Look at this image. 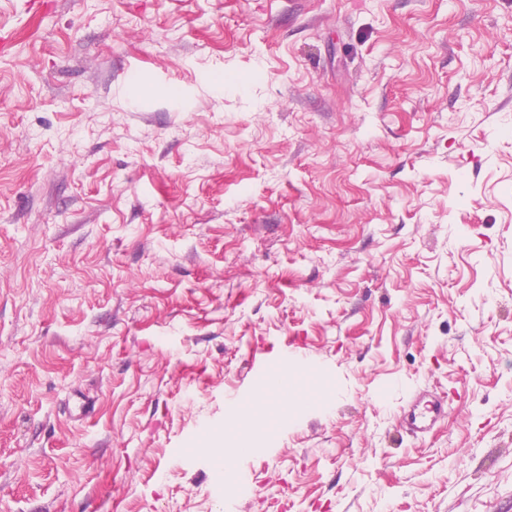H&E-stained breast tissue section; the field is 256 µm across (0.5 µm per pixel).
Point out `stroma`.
Masks as SVG:
<instances>
[{
  "label": "stroma",
  "instance_id": "stroma-1",
  "mask_svg": "<svg viewBox=\"0 0 512 512\" xmlns=\"http://www.w3.org/2000/svg\"><path fill=\"white\" fill-rule=\"evenodd\" d=\"M0 512H512V0H0ZM448 411V400L444 396H434L423 402L412 399L403 409L402 422L412 433H424L442 420ZM208 448H202L220 467L224 470V477L227 480H235L234 478V456L237 446L233 443L214 440Z\"/></svg>",
  "mask_w": 512,
  "mask_h": 512
}]
</instances>
